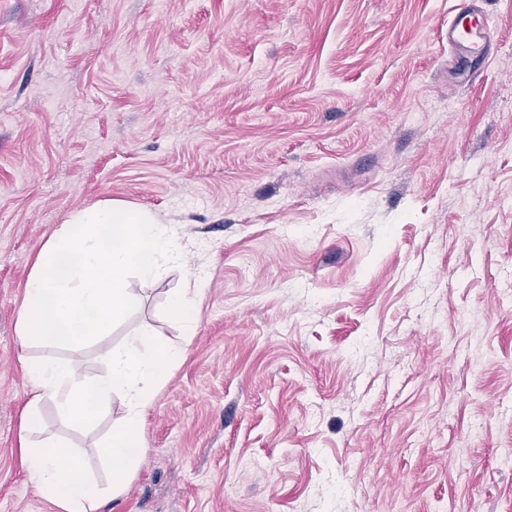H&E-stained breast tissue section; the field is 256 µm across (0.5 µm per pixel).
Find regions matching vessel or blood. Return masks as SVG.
Returning <instances> with one entry per match:
<instances>
[{"instance_id":"vessel-or-blood-1","label":"vessel or blood","mask_w":512,"mask_h":512,"mask_svg":"<svg viewBox=\"0 0 512 512\" xmlns=\"http://www.w3.org/2000/svg\"><path fill=\"white\" fill-rule=\"evenodd\" d=\"M493 39L482 6L463 7L448 23V48L454 61L461 63L470 58L486 57Z\"/></svg>"}]
</instances>
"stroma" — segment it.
I'll use <instances>...</instances> for the list:
<instances>
[{
	"label": "stroma",
	"instance_id": "stroma-1",
	"mask_svg": "<svg viewBox=\"0 0 512 512\" xmlns=\"http://www.w3.org/2000/svg\"><path fill=\"white\" fill-rule=\"evenodd\" d=\"M459 0H0V512H57L20 467L21 357L81 361L152 326L186 357L99 512H512V0L459 82ZM119 200L185 267L72 349L17 334L75 211ZM201 287L184 338L166 299ZM121 395L33 441L99 448Z\"/></svg>",
	"mask_w": 512,
	"mask_h": 512
}]
</instances>
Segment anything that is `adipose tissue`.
<instances>
[{"label":"adipose tissue","mask_w":512,"mask_h":512,"mask_svg":"<svg viewBox=\"0 0 512 512\" xmlns=\"http://www.w3.org/2000/svg\"><path fill=\"white\" fill-rule=\"evenodd\" d=\"M106 357L109 372L95 379L82 376L73 361L45 356L24 362L32 397L24 412L23 427L40 428L37 406L42 400L52 401L66 420L88 424L114 394H121L123 416L103 447L112 467L109 491L117 496L143 456L138 432L145 413L170 369L184 359L185 349L160 339L152 327L143 325L126 337L120 349L107 351ZM73 455L74 450L67 443L47 438L24 445L22 466L28 481L59 512H97L103 491L94 480L66 471L64 464Z\"/></svg>","instance_id":"obj_1"}]
</instances>
